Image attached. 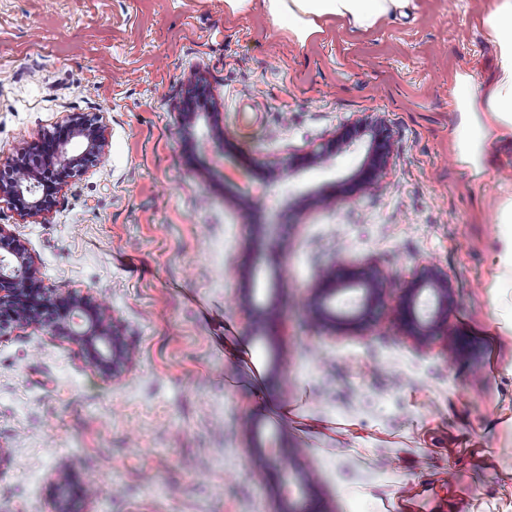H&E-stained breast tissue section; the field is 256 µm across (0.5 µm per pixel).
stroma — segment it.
<instances>
[{
	"label": "stroma",
	"mask_w": 512,
	"mask_h": 512,
	"mask_svg": "<svg viewBox=\"0 0 512 512\" xmlns=\"http://www.w3.org/2000/svg\"><path fill=\"white\" fill-rule=\"evenodd\" d=\"M495 2L411 0L301 44L258 2L0 0V166L43 154L71 113L105 129L48 212L0 197V227L41 288L90 298L131 348L106 377L64 333L0 337V512H51L58 468L93 490L86 512H276L266 470L284 465L313 471L311 512H512V140L488 139L478 175L455 152V76L493 82ZM374 118L391 150L363 192ZM274 253L261 317L240 273ZM340 257L390 287L334 331L309 289ZM421 264L452 290L423 348L401 303Z\"/></svg>",
	"instance_id": "35a3bbf8"
}]
</instances>
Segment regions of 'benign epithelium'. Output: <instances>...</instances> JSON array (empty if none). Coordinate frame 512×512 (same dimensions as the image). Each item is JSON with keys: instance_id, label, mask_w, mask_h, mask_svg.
<instances>
[{"instance_id": "1", "label": "benign epithelium", "mask_w": 512, "mask_h": 512, "mask_svg": "<svg viewBox=\"0 0 512 512\" xmlns=\"http://www.w3.org/2000/svg\"><path fill=\"white\" fill-rule=\"evenodd\" d=\"M104 145V128L95 116L72 115L62 138L52 147L53 166L77 176L85 165L95 161ZM390 147L388 136L381 133L370 146L361 169L356 175V185L361 190L373 187L386 167ZM40 176L29 171L22 178L0 179V197L8 198L22 216L38 215L49 211L52 200L39 194ZM36 270L29 261L25 246L12 234L0 227V329L3 323L18 325L44 324L41 309L54 306L45 296L43 302L31 300L29 284ZM260 271L253 267L242 273L241 302L264 312L269 309L264 289L259 287ZM386 278L371 264L350 266L339 259L325 269L311 288V299L316 317L332 329L347 322L363 319L380 306ZM452 292L448 288V276L434 265L422 266L413 276L402 294L404 321L408 338L420 346L435 342L442 334ZM91 301L86 297L71 298L68 316L69 335L90 346L97 369L110 376L116 364L127 359L128 351L121 342L115 341L113 324L101 317L95 322L86 319V309ZM279 490V512H307L305 502H294L290 497L288 468L276 470ZM53 489V512H77L75 503L91 497L87 487L74 482L65 469L50 474Z\"/></svg>"}]
</instances>
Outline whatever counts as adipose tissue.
Segmentation results:
<instances>
[{
	"instance_id": "1",
	"label": "adipose tissue",
	"mask_w": 512,
	"mask_h": 512,
	"mask_svg": "<svg viewBox=\"0 0 512 512\" xmlns=\"http://www.w3.org/2000/svg\"><path fill=\"white\" fill-rule=\"evenodd\" d=\"M257 1L273 18L287 21L301 42L319 32L323 18L335 16L366 30L409 4V0H225V4L231 12L241 13ZM486 27L496 46L498 78L483 98L467 96L461 108L458 157L472 166L478 163L484 132L512 137V0H497Z\"/></svg>"
}]
</instances>
